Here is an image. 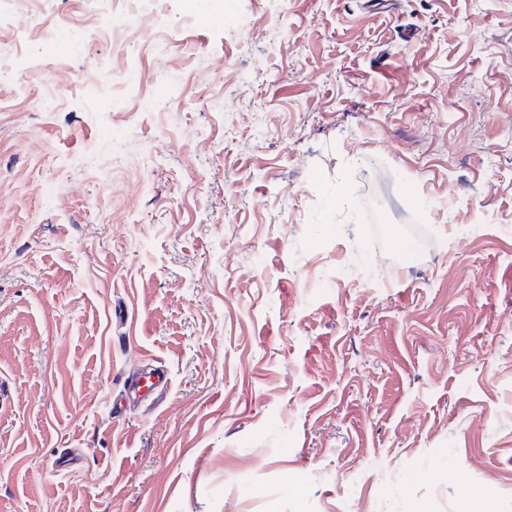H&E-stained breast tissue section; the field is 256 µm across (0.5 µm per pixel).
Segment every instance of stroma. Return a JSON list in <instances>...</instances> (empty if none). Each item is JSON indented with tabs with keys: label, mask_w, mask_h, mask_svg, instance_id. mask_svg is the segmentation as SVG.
Instances as JSON below:
<instances>
[{
	"label": "stroma",
	"mask_w": 512,
	"mask_h": 512,
	"mask_svg": "<svg viewBox=\"0 0 512 512\" xmlns=\"http://www.w3.org/2000/svg\"><path fill=\"white\" fill-rule=\"evenodd\" d=\"M189 13L96 46L177 127L0 83V512H512V0Z\"/></svg>",
	"instance_id": "1"
}]
</instances>
